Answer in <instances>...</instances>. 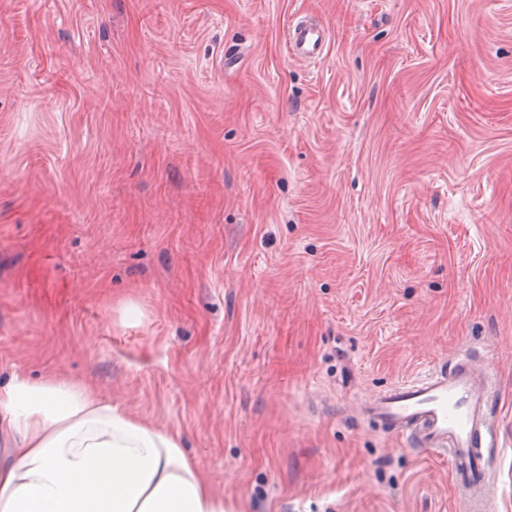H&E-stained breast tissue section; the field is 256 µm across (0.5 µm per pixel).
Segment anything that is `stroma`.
I'll return each mask as SVG.
<instances>
[{"instance_id": "35a3bbf8", "label": "stroma", "mask_w": 512, "mask_h": 512, "mask_svg": "<svg viewBox=\"0 0 512 512\" xmlns=\"http://www.w3.org/2000/svg\"><path fill=\"white\" fill-rule=\"evenodd\" d=\"M466 350L512 512V0H0L1 384L178 434L225 512H463L365 406ZM328 29L324 24L298 23L287 31L288 49L298 56L317 57L326 44Z\"/></svg>"}]
</instances>
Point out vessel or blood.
<instances>
[{
	"label": "vessel or blood",
	"instance_id": "obj_1",
	"mask_svg": "<svg viewBox=\"0 0 512 512\" xmlns=\"http://www.w3.org/2000/svg\"><path fill=\"white\" fill-rule=\"evenodd\" d=\"M328 29L299 23L287 31L289 50L298 56H319ZM476 354H459L447 370L395 386L376 396L370 416L401 434L416 448L446 451L458 490L469 512H488L493 499V475L488 459L495 445L490 400V368H477Z\"/></svg>",
	"mask_w": 512,
	"mask_h": 512
}]
</instances>
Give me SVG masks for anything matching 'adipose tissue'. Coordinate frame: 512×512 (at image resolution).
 <instances>
[{"mask_svg":"<svg viewBox=\"0 0 512 512\" xmlns=\"http://www.w3.org/2000/svg\"><path fill=\"white\" fill-rule=\"evenodd\" d=\"M0 512H224V492L176 435L18 372L0 385Z\"/></svg>","mask_w":512,"mask_h":512,"instance_id":"ef3b65f1","label":"adipose tissue"}]
</instances>
